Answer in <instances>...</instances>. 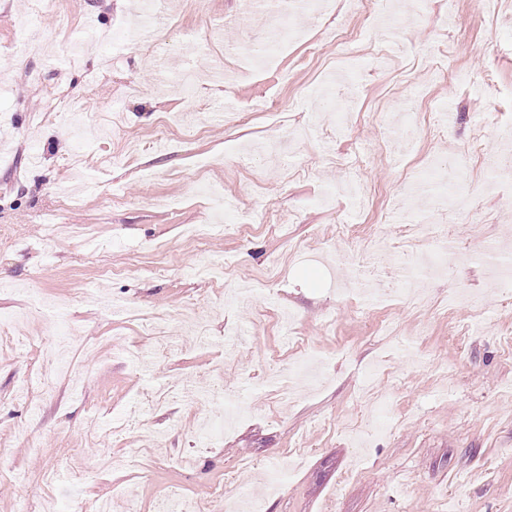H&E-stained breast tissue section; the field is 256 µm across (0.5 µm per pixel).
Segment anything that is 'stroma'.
Listing matches in <instances>:
<instances>
[{
	"label": "stroma",
	"instance_id": "1",
	"mask_svg": "<svg viewBox=\"0 0 512 512\" xmlns=\"http://www.w3.org/2000/svg\"><path fill=\"white\" fill-rule=\"evenodd\" d=\"M141 0H0V512H512V303L470 253L512 238V183L478 216L432 210L426 238L456 226L448 275L427 304L401 264L367 267L337 224L415 223L407 171L512 126V8L405 0L409 20L365 26L331 0L269 64L231 84L265 38L254 0H156L163 38L101 40ZM465 29L445 23L449 11ZM359 28V66L333 86L332 32ZM80 49L72 65L69 49ZM200 72L193 97L172 85ZM38 74L31 83L29 74ZM77 100L79 117L48 112ZM446 111L437 139L425 113ZM362 156L365 197L345 191ZM245 234L186 237L215 220L205 186ZM77 197L62 209L63 194ZM116 274L102 276L103 265ZM383 282L376 306L346 291ZM71 331L76 383L23 389L40 345ZM320 353L325 375L289 392L286 366ZM210 395L192 408V395ZM388 405L375 422L373 401ZM54 470L45 486L42 475Z\"/></svg>",
	"mask_w": 512,
	"mask_h": 512
}]
</instances>
